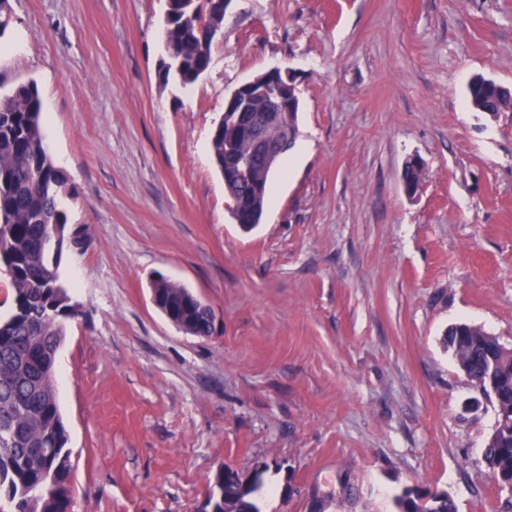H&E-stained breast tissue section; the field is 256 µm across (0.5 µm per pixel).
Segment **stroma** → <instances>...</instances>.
<instances>
[{"mask_svg": "<svg viewBox=\"0 0 512 512\" xmlns=\"http://www.w3.org/2000/svg\"><path fill=\"white\" fill-rule=\"evenodd\" d=\"M9 5L0 93L36 83L86 238L54 366L72 512H202L219 467L259 464L260 512H396L409 488L502 512L495 409L466 410L443 334L512 347V112L466 103L473 75L512 84V0H230L188 87L158 77L166 0ZM274 66L297 78L298 149L245 233L210 141ZM158 274L208 303L211 336L153 306Z\"/></svg>", "mask_w": 512, "mask_h": 512, "instance_id": "stroma-1", "label": "stroma"}]
</instances>
